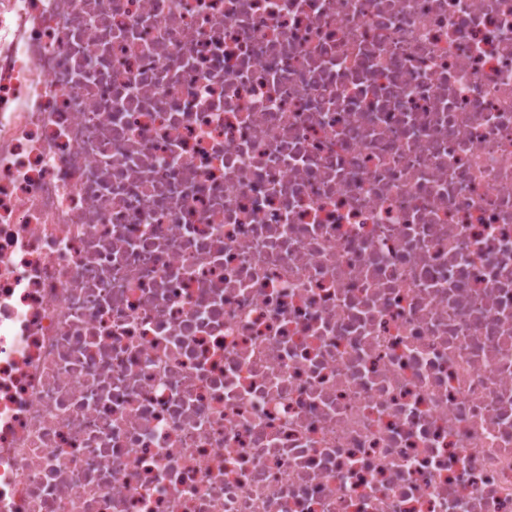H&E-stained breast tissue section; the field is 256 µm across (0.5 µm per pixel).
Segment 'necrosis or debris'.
<instances>
[{"label":"necrosis or debris","mask_w":512,"mask_h":512,"mask_svg":"<svg viewBox=\"0 0 512 512\" xmlns=\"http://www.w3.org/2000/svg\"><path fill=\"white\" fill-rule=\"evenodd\" d=\"M0 512H512V0H0Z\"/></svg>","instance_id":"obj_1"}]
</instances>
